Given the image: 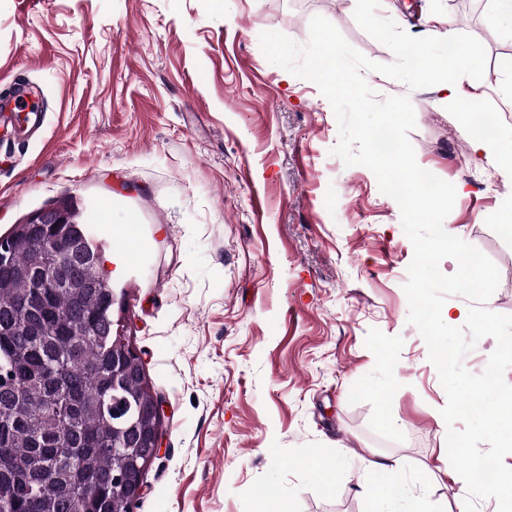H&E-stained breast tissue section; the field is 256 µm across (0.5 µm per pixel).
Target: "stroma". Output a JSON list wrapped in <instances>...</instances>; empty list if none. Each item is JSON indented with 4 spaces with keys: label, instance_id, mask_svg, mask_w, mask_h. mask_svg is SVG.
Instances as JSON below:
<instances>
[{
    "label": "stroma",
    "instance_id": "35a3bbf8",
    "mask_svg": "<svg viewBox=\"0 0 512 512\" xmlns=\"http://www.w3.org/2000/svg\"><path fill=\"white\" fill-rule=\"evenodd\" d=\"M356 0H0V237L70 201L104 249L112 318L163 402L162 448L133 512H458L447 403L404 291L414 248L365 166L332 150L316 84L270 63L259 36L298 43L328 19L371 61L393 52ZM495 0H382L408 34L453 31L472 62L459 97L362 76L409 97L420 167L456 189L444 222L497 266L486 309L512 315V182L473 125L512 135V17ZM36 101L38 118L15 112ZM391 463L388 471L376 462Z\"/></svg>",
    "mask_w": 512,
    "mask_h": 512
}]
</instances>
